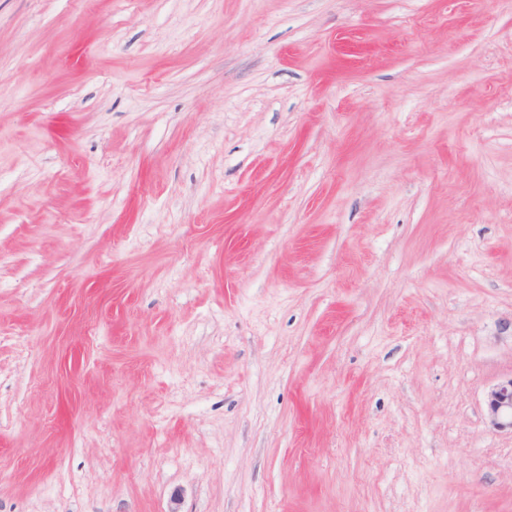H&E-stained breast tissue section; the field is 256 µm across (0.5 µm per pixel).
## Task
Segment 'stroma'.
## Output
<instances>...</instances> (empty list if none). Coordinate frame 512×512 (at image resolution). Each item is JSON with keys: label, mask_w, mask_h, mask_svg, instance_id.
I'll return each instance as SVG.
<instances>
[{"label": "stroma", "mask_w": 512, "mask_h": 512, "mask_svg": "<svg viewBox=\"0 0 512 512\" xmlns=\"http://www.w3.org/2000/svg\"><path fill=\"white\" fill-rule=\"evenodd\" d=\"M512 0H0V512H512ZM486 406L489 421L494 428L512 431V378L490 388Z\"/></svg>", "instance_id": "1"}]
</instances>
